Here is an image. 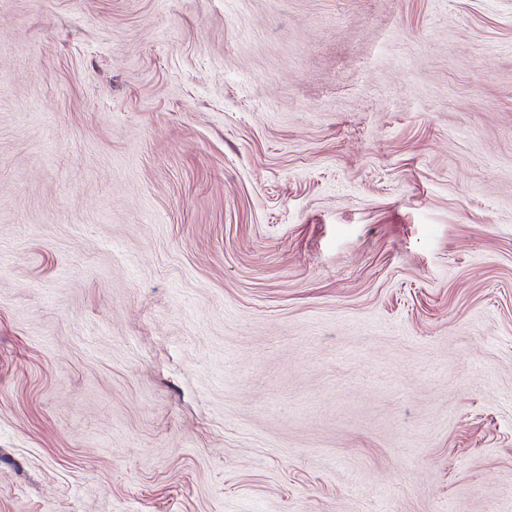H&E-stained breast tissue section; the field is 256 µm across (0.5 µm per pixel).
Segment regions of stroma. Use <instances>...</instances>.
Listing matches in <instances>:
<instances>
[{
    "label": "stroma",
    "mask_w": 512,
    "mask_h": 512,
    "mask_svg": "<svg viewBox=\"0 0 512 512\" xmlns=\"http://www.w3.org/2000/svg\"><path fill=\"white\" fill-rule=\"evenodd\" d=\"M0 512H512V0H0Z\"/></svg>",
    "instance_id": "stroma-1"
}]
</instances>
